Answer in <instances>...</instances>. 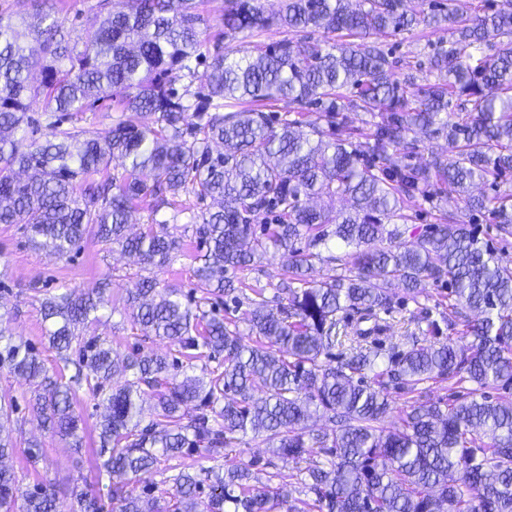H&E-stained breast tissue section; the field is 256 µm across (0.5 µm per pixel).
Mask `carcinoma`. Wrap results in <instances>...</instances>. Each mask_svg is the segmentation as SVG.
<instances>
[{"instance_id":"obj_1","label":"carcinoma","mask_w":512,"mask_h":512,"mask_svg":"<svg viewBox=\"0 0 512 512\" xmlns=\"http://www.w3.org/2000/svg\"><path fill=\"white\" fill-rule=\"evenodd\" d=\"M227 2L226 37L278 25L342 40L226 49L203 37L201 0H122L118 10L98 0L99 26L81 46L49 13L38 10L21 27L0 16V224L24 225L29 242L58 256L92 233L141 264L163 266L184 255V243L155 218L159 210L182 194L216 205L196 230L206 247L194 270L203 297L160 293L149 277L129 292L133 324L177 347V356L119 359L103 341L81 343L78 329L108 305L98 285L41 301L61 364L55 375L2 329L0 364L36 386L42 426L75 445L73 400L84 387L101 399L99 475L112 480L118 512H157L158 504L114 478L186 450L225 458L249 433L278 456L302 459L318 448L326 462L302 472L304 499L290 498L285 482L255 485L251 463L213 467L205 512H512V402L484 392L512 389V268L479 225L450 214L418 233L405 214L419 196L454 194L469 219L484 214L501 237L512 236V193L471 192L477 181L495 186L512 174V0L470 14L431 0L423 16L411 0H361L355 8L352 0H282L274 15L257 0ZM421 22L448 27V41L428 57L434 80L424 85L420 63L406 62L397 79L380 42ZM490 43L495 52L487 55ZM35 58L43 61L38 82L30 78ZM197 79L202 90L190 103ZM283 97L316 107L310 133L263 111ZM33 100L49 120L44 139L29 114ZM107 100L120 112L108 135L61 128ZM343 112L370 115L369 131L340 138ZM23 126L31 130L25 142L15 137ZM438 138L444 151L406 162ZM214 143L224 151L213 153ZM114 165L122 172L112 173ZM88 173L100 179L77 183ZM338 196L348 198L347 210L308 204ZM139 201L149 202L153 218L129 237ZM333 245L343 255L331 254ZM270 251L283 260V278L273 300L261 290L249 299L241 320L256 336L251 345L218 305L241 304L237 274ZM333 262L349 274L310 278L316 264ZM431 281L448 285V314L437 320L424 308L403 342L383 346L390 324L381 314L419 303ZM395 283L400 298L390 292ZM443 323L457 343L440 339ZM117 374L123 383L109 386ZM454 378L472 384L466 396L414 404L399 425L384 427L389 390L412 393ZM147 397L155 417L143 426ZM316 413L331 427L309 428ZM13 415V403L0 397V512H67L51 484L22 490L4 467L14 449L4 423ZM174 484L167 509L200 512L197 476L183 470Z\"/></svg>"}]
</instances>
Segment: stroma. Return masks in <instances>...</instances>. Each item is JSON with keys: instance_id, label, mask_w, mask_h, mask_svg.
<instances>
[{"instance_id": "stroma-1", "label": "stroma", "mask_w": 512, "mask_h": 512, "mask_svg": "<svg viewBox=\"0 0 512 512\" xmlns=\"http://www.w3.org/2000/svg\"><path fill=\"white\" fill-rule=\"evenodd\" d=\"M47 2L55 17L63 22L72 38L86 39L96 28V0H0V15L19 23L32 14L40 2ZM446 29H416L395 36L385 37L387 49L395 61L426 63L435 44L447 40ZM211 201L198 200L191 195L178 198L175 208L161 209L157 217L168 220V230L181 237L186 254L171 264L150 268L149 274L159 288L175 287L185 295L196 297L200 291L194 276L196 255L205 248L196 234L191 219L197 213L211 208ZM140 266L136 258L125 254L119 247L99 243L93 236H86L67 256L60 257L49 250L34 248L26 238L22 225L0 224V328L9 330L14 338L23 340L35 348L46 367H54L56 352L45 339V329L40 316V304L46 297L61 292L62 288L75 291L94 286L97 282H108V296L112 300L111 313L103 314L100 322L86 331L87 336H97L112 347L114 353L127 355L132 350L140 353H161L167 345L153 336H146L134 326L127 305V294L135 284V275ZM432 312L448 309V289L443 285H431L425 290L419 303L407 304L405 309L394 311L389 316L391 328L387 340L399 342L406 329L405 321L419 306ZM34 387L24 378L14 375L7 368H0V396L11 397L15 416L22 427L14 431L15 454L11 464L23 485L31 486L37 481H49L63 503H71L72 493L85 490L94 497L101 512H116L111 502V485L108 479L98 478L97 467L100 442L98 422L100 410L98 400L92 392L81 391L74 404L79 426L83 432V444L72 448L59 436L47 433L40 427L32 409ZM41 445L36 460H29L28 446L31 441ZM233 460L252 463L261 479L278 475L287 477L298 474L309 461H324L319 449H312L309 458L292 459L272 455L267 442L262 438L245 437L242 444L229 451ZM212 460L199 456H177L161 458L156 469L143 474L132 486L137 493L165 504L172 491V479L184 467L193 473L212 467Z\"/></svg>"}]
</instances>
